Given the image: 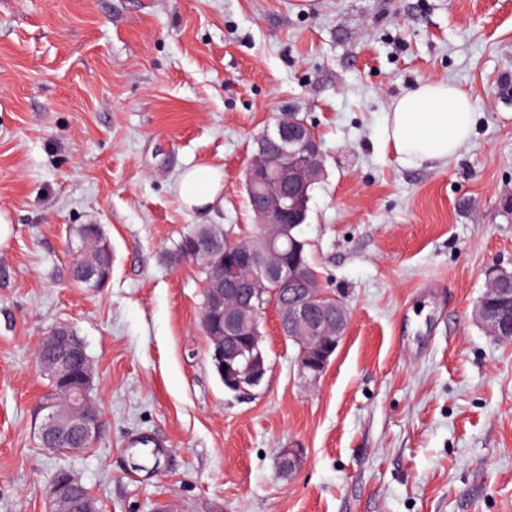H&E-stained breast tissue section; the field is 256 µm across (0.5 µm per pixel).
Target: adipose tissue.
Segmentation results:
<instances>
[{
	"label": "adipose tissue",
	"mask_w": 512,
	"mask_h": 512,
	"mask_svg": "<svg viewBox=\"0 0 512 512\" xmlns=\"http://www.w3.org/2000/svg\"><path fill=\"white\" fill-rule=\"evenodd\" d=\"M474 123L473 105L464 89L427 82L393 102L385 118L384 138L405 163H439L469 142ZM223 181V173L209 165L185 169L178 186L182 204L207 211L219 199Z\"/></svg>",
	"instance_id": "ef3b65f1"
}]
</instances>
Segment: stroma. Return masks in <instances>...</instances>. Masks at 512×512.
Segmentation results:
<instances>
[{"label":"stroma","instance_id":"stroma-1","mask_svg":"<svg viewBox=\"0 0 512 512\" xmlns=\"http://www.w3.org/2000/svg\"><path fill=\"white\" fill-rule=\"evenodd\" d=\"M466 90L476 123L445 163L386 144L392 100ZM324 175L303 226L349 328L316 386L273 310L249 395L213 370L200 265L166 255L197 224L253 225L254 140L286 111ZM222 169L207 213L188 167ZM0 512H44L56 471L101 512H512V342L474 318L512 269V0H0ZM112 243L103 287L69 275L73 231ZM67 324L93 369L100 438L44 448L35 351ZM167 444L135 466L128 437ZM300 448L291 475L281 449ZM223 181L224 173L209 165L185 169L178 186L182 204L189 210L207 211L219 199L224 188ZM485 294L490 296L510 295L512 300V272L505 268H494L487 273Z\"/></svg>","mask_w":512,"mask_h":512}]
</instances>
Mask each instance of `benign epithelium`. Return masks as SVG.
I'll list each match as a JSON object with an SVG mask.
<instances>
[{
    "label": "benign epithelium",
    "mask_w": 512,
    "mask_h": 512,
    "mask_svg": "<svg viewBox=\"0 0 512 512\" xmlns=\"http://www.w3.org/2000/svg\"><path fill=\"white\" fill-rule=\"evenodd\" d=\"M260 154L253 156L246 174L252 189V212L267 245L259 251L242 249L237 265L218 267L215 278L222 287L210 292L202 312V324L212 347V361L226 367L239 393H249L265 380L263 361L251 355L258 343V310L255 303L269 295L283 335L302 343L296 362L297 375L306 387L317 384L326 372L347 330L349 318L342 301L318 287V279L305 271L285 272L275 237L281 224H295L305 217L309 189L324 173V154L315 129L298 113H283L273 128L259 138ZM487 296H512V272L494 268L487 273ZM224 315V330H210L214 313ZM476 318L488 333L512 341V310L490 312L479 304ZM42 371L59 376L61 394L49 398L41 439L58 454L80 453L100 434L103 413L91 402L80 382L93 377L82 344L71 326L53 328L37 351ZM303 461V449L284 448L279 468L288 474ZM47 512H96L84 498L81 486L67 473L56 475L47 495Z\"/></svg>",
    "instance_id": "1"
}]
</instances>
